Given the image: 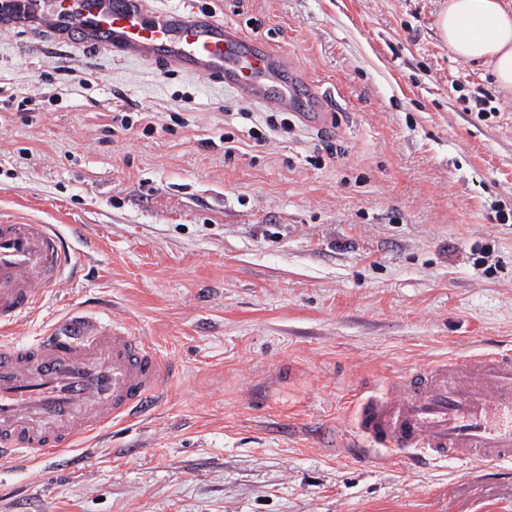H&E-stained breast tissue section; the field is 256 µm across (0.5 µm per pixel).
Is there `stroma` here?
<instances>
[{
  "instance_id": "1",
  "label": "stroma",
  "mask_w": 512,
  "mask_h": 512,
  "mask_svg": "<svg viewBox=\"0 0 512 512\" xmlns=\"http://www.w3.org/2000/svg\"><path fill=\"white\" fill-rule=\"evenodd\" d=\"M192 4L288 59L321 122L0 26V221L58 225L77 265L6 338L79 312L171 369L74 464H0V512H512V466L350 452L366 392L512 351V98L440 40L448 0Z\"/></svg>"
}]
</instances>
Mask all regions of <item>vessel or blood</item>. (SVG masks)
I'll return each mask as SVG.
<instances>
[{
    "mask_svg": "<svg viewBox=\"0 0 512 512\" xmlns=\"http://www.w3.org/2000/svg\"><path fill=\"white\" fill-rule=\"evenodd\" d=\"M51 20L74 19L91 43L223 77L252 99L276 93L302 114L284 63L223 22L190 9L149 12L144 0H57ZM73 265L56 225L0 222V328L31 315ZM168 365L126 326L75 317L18 343L0 342V460L62 453L152 406ZM368 451L476 465L512 462V354L467 353L406 371L356 403Z\"/></svg>",
    "mask_w": 512,
    "mask_h": 512,
    "instance_id": "1",
    "label": "vessel or blood"
}]
</instances>
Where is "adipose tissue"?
<instances>
[{"label":"adipose tissue","mask_w":512,"mask_h":512,"mask_svg":"<svg viewBox=\"0 0 512 512\" xmlns=\"http://www.w3.org/2000/svg\"><path fill=\"white\" fill-rule=\"evenodd\" d=\"M437 31L456 56L489 65L498 91L512 95V0H448Z\"/></svg>","instance_id":"ef3b65f1"}]
</instances>
